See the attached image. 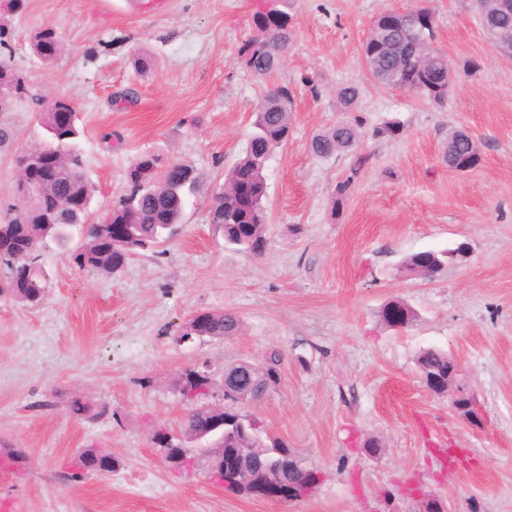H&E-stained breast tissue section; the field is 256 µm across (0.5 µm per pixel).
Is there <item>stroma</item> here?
<instances>
[{
	"label": "stroma",
	"mask_w": 512,
	"mask_h": 512,
	"mask_svg": "<svg viewBox=\"0 0 512 512\" xmlns=\"http://www.w3.org/2000/svg\"><path fill=\"white\" fill-rule=\"evenodd\" d=\"M423 2L434 46L454 65L440 104L376 84L362 61L377 15ZM264 5L28 0L13 19L12 61L30 94L0 112L13 133L0 148V207L16 201L13 156L40 142L53 95L77 109L94 215L111 209L145 152L191 165L202 182L179 235L118 274L78 268L54 245L41 256L51 281L39 305L0 292V499L24 512H420L430 496L444 512H512V56L487 38L472 0H289L293 42L264 80L238 56ZM47 25L64 46L51 63L31 50ZM139 52L155 62L142 75ZM271 82L293 88L295 112L266 169V249L251 259L225 248L208 202ZM349 83L360 89L361 137L318 158L310 141L346 120L336 90ZM389 121L399 131L374 136ZM457 129L481 153L465 173L443 159ZM461 244L466 256L434 278L397 271L404 255ZM394 299L416 312L411 326L384 324ZM204 311L235 314L239 332L178 343V326ZM430 348L457 361L454 386L474 395L479 424L426 386L417 358ZM273 352L279 384L237 409L321 473L316 489L268 500L169 469L150 434L180 430V374L204 365L218 382L225 367ZM76 401L95 419L73 414ZM83 448L110 451L117 466L73 486L66 463Z\"/></svg>",
	"instance_id": "35a3bbf8"
}]
</instances>
